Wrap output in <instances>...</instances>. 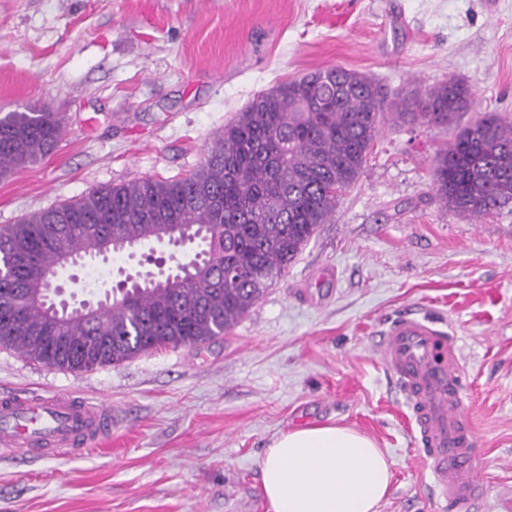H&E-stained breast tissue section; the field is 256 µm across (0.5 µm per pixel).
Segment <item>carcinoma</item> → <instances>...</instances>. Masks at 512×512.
Listing matches in <instances>:
<instances>
[{
    "instance_id": "obj_1",
    "label": "carcinoma",
    "mask_w": 512,
    "mask_h": 512,
    "mask_svg": "<svg viewBox=\"0 0 512 512\" xmlns=\"http://www.w3.org/2000/svg\"><path fill=\"white\" fill-rule=\"evenodd\" d=\"M472 92L450 79L388 99L366 75L328 67L258 94L224 126L190 176L96 187L0 227V348L64 371L119 364L223 335L281 278L357 180L386 113L452 129L432 164L436 198L482 220L512 203V120L486 113L460 127ZM63 115L36 107L0 117V177L45 158ZM157 224L195 225L203 259L184 273L140 274L92 318L56 317L64 260L102 242L132 245Z\"/></svg>"
}]
</instances>
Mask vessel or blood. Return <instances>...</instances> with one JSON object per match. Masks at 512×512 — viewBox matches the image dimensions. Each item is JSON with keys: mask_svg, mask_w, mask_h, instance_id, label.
I'll return each mask as SVG.
<instances>
[{"mask_svg": "<svg viewBox=\"0 0 512 512\" xmlns=\"http://www.w3.org/2000/svg\"><path fill=\"white\" fill-rule=\"evenodd\" d=\"M375 348L412 409L440 512H470L483 494L484 462L464 409L457 337L431 316L408 314L387 326ZM111 427L109 408L64 393L0 404V447L18 453L36 445L71 451Z\"/></svg>", "mask_w": 512, "mask_h": 512, "instance_id": "1", "label": "vessel or blood"}]
</instances>
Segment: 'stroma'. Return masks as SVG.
<instances>
[{
    "mask_svg": "<svg viewBox=\"0 0 512 512\" xmlns=\"http://www.w3.org/2000/svg\"><path fill=\"white\" fill-rule=\"evenodd\" d=\"M341 66L387 95L454 78L467 124L512 117V0H0V116L65 117L55 151L0 178V226L98 186L193 173L260 92ZM441 127L383 122L356 183L287 274L226 335L62 371L0 349V399L62 391L112 410L73 456L0 452V512H266L260 463L292 428L339 423L393 462L378 512H436L411 410L374 342L407 311L458 338L482 454L473 512H512V204L442 206ZM141 248L68 267L135 272Z\"/></svg>",
    "mask_w": 512,
    "mask_h": 512,
    "instance_id": "35a3bbf8",
    "label": "stroma"
}]
</instances>
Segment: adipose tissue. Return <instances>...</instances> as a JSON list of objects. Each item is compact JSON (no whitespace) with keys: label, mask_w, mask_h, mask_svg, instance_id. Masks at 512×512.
<instances>
[{"label":"adipose tissue","mask_w":512,"mask_h":512,"mask_svg":"<svg viewBox=\"0 0 512 512\" xmlns=\"http://www.w3.org/2000/svg\"><path fill=\"white\" fill-rule=\"evenodd\" d=\"M260 466L267 512H376L393 478L370 438L336 424L281 433Z\"/></svg>","instance_id":"1"}]
</instances>
